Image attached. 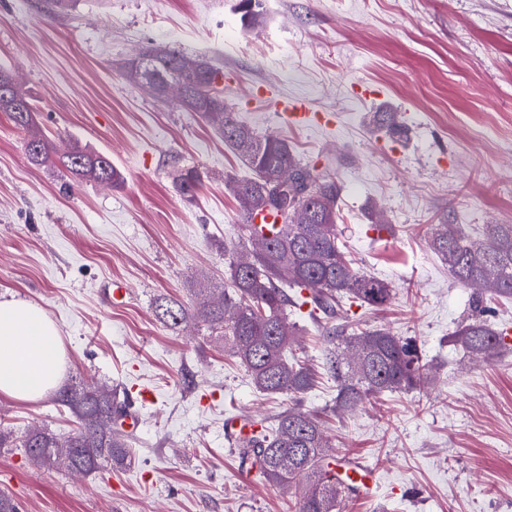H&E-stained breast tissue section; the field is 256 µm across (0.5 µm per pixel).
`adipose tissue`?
<instances>
[{"label":"adipose tissue","mask_w":512,"mask_h":512,"mask_svg":"<svg viewBox=\"0 0 512 512\" xmlns=\"http://www.w3.org/2000/svg\"><path fill=\"white\" fill-rule=\"evenodd\" d=\"M60 330L40 306L0 299V395L35 402L64 374Z\"/></svg>","instance_id":"ef3b65f1"}]
</instances>
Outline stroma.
<instances>
[{
    "mask_svg": "<svg viewBox=\"0 0 512 512\" xmlns=\"http://www.w3.org/2000/svg\"><path fill=\"white\" fill-rule=\"evenodd\" d=\"M0 0V65L13 69L57 144L104 153L121 188L72 183L28 159L25 135L0 112V297L43 307L57 323L69 387L94 380L149 388L133 459L88 475L31 465L0 450V491L19 512H294V494L254 482L224 419L272 424L290 401L254 386L203 325L174 329L154 306L192 305L224 282L239 204L225 175L249 171L218 130L126 76L151 46L204 56L226 105L257 133L288 141L342 187L338 233L356 268L391 283L383 309L346 319L415 338L431 382L337 413L320 373L299 401L322 421L336 457L373 465L374 499L340 512H512V348L490 360L449 338L471 291L430 248L431 225L512 224V0ZM305 100L330 116L295 127L277 105ZM398 113L407 136L370 121ZM197 168L193 201L175 176ZM381 211L393 233L372 224ZM126 284L111 303L113 282ZM56 392L0 396V430L67 437L76 424Z\"/></svg>",
    "mask_w": 512,
    "mask_h": 512,
    "instance_id": "stroma-1",
    "label": "stroma"
}]
</instances>
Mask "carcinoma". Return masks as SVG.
Returning a JSON list of instances; mask_svg holds the SVG:
<instances>
[{
  "label": "carcinoma",
  "instance_id": "obj_1",
  "mask_svg": "<svg viewBox=\"0 0 512 512\" xmlns=\"http://www.w3.org/2000/svg\"><path fill=\"white\" fill-rule=\"evenodd\" d=\"M151 70L155 96L168 97L158 89L178 80L192 92L177 98L181 107L217 123L224 142L251 170L239 179L224 176V188L240 203V229L246 246L226 249L224 286L198 289V300L187 309L176 301L156 304L157 317L169 326L187 319L200 321L224 333V350L245 368L255 387L267 394H286L292 406L282 411L273 426L237 444L241 463H251L256 477L286 492L305 481L295 502V512H339L353 487L336 480L335 456L320 420L295 404L313 388L316 372L294 353L295 324L288 321V308L307 305L309 317L323 340V370L336 381V411L363 403L371 396L409 392L428 380V365L416 341L396 336L383 327L357 329L337 322L346 304L359 303L370 310L384 307L391 299L389 282L354 267L340 246L337 221L342 188L336 178L316 174L279 138L247 129L236 112L224 105V97L204 96V75L185 74L178 66L185 58L180 50L147 49L140 54ZM218 113L208 111V108ZM0 112L8 115L26 135V151L37 166L64 169L78 182H91L118 189L124 184L112 160L78 144L60 151L37 122L36 109L18 83L0 93ZM372 122L400 136L404 126L395 112H376ZM249 130L242 143L236 131ZM290 168L311 187L305 197L298 185L284 190L291 208L304 207L306 222L276 224L269 232L254 225L250 217L270 212L281 217L283 204L272 198L267 185ZM178 188L194 196L200 175L188 170L178 176ZM429 245L453 277L473 289V314L462 322L450 342L463 354L487 358L501 350L498 330L487 319L488 296L512 298V224H488L482 238L473 239L458 224H436ZM117 393L93 383L65 388L58 401L77 420L78 429L68 437L66 448L47 429L29 431L21 440L0 430L1 448H20L40 468L63 466L72 473H91L104 464L122 463L130 456L127 439L114 422L125 407H117Z\"/></svg>",
  "mask_w": 512,
  "mask_h": 512
}]
</instances>
